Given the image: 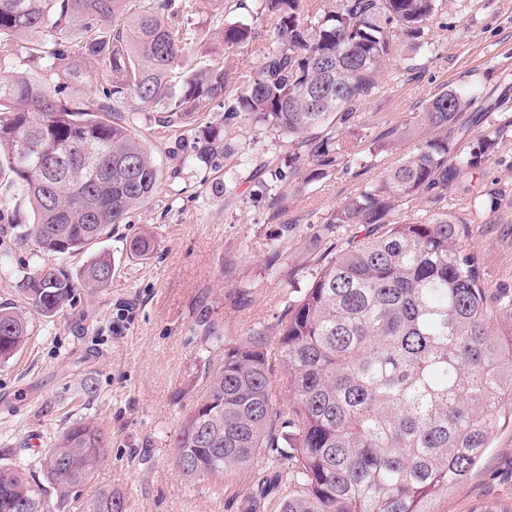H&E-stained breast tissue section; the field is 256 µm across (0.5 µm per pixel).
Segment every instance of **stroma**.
Listing matches in <instances>:
<instances>
[{
	"instance_id": "1",
	"label": "stroma",
	"mask_w": 512,
	"mask_h": 512,
	"mask_svg": "<svg viewBox=\"0 0 512 512\" xmlns=\"http://www.w3.org/2000/svg\"><path fill=\"white\" fill-rule=\"evenodd\" d=\"M254 13V0H219L185 21L195 34L192 61L223 62L234 89L257 68L258 57L251 49L223 53L217 33L228 21L269 29ZM432 34L439 55L401 46L352 126L373 138L387 127L413 123L441 90L464 91L482 105L512 88V0H447ZM127 109L137 113V128L162 171L159 189L131 223L102 243L115 260L110 286L78 290L64 312L35 319L26 348L0 366V461L37 457L70 421L84 417L105 429L108 448L93 479L73 489L64 512H79L102 486L124 497L127 512H246L252 472L192 482L175 465L170 437L191 402L189 390L205 364L221 360L225 344L285 314L339 242L324 218L400 154H381L366 171L354 166L310 182L299 171L279 190L252 162L284 155L287 139L245 124L225 126L223 108L212 103L205 108L207 123L220 127L238 153L205 164L193 155L191 133L162 127L153 108L132 102ZM460 180L493 182L504 194L497 212L475 217L468 245L481 259L490 292L512 286V129L500 135L481 173L466 171ZM228 181L236 186L230 203ZM279 191L285 202L276 201ZM0 198L13 217L0 221L3 302L43 256L17 236V223H32L33 214L9 180L0 179ZM145 231L156 236L157 250L145 259L128 256L131 240ZM207 321L214 328L210 336L203 328ZM88 381L97 388L91 401L84 396ZM508 503L512 426L504 425L436 508L474 512L482 504Z\"/></svg>"
}]
</instances>
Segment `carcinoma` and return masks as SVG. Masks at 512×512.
I'll list each match as a JSON object with an SVG mask.
<instances>
[{
    "mask_svg": "<svg viewBox=\"0 0 512 512\" xmlns=\"http://www.w3.org/2000/svg\"><path fill=\"white\" fill-rule=\"evenodd\" d=\"M223 0H159L134 14L128 0H0V67L16 40L30 41L29 70L0 79V175L8 171L34 222L19 237L44 261L16 285L19 301L0 303V365L30 340L32 314L53 318L76 289L101 290L114 260L97 245L158 190L161 172L142 137L132 101L159 109L166 127L193 130L216 102L224 123L248 124L288 138V162L276 165L285 186L299 166L309 179L357 164L405 141L412 151L359 187L325 223L355 232L326 257L287 316L224 346L203 371L202 387L171 435L175 462L189 480L231 476L272 459L286 491L278 512H436L435 505L477 464L494 429L512 423V296L494 297L468 245L469 219L448 211V188L478 172L512 127L502 96L480 107L453 89L433 95L410 127H389L368 142L349 125L377 88L382 67L407 40L438 52L430 23L446 0H256L272 21L265 37L240 21L218 33L228 53L261 42L259 64L232 93L219 62L181 75L192 43L182 17ZM108 69L103 88L112 119L89 98L60 97L89 82V65ZM61 82L50 90L40 74ZM476 133L464 155L459 143ZM198 155L237 153L210 126ZM468 213L495 212L501 189H462ZM430 195L431 206L410 203ZM146 233L130 255L153 253ZM88 255L76 275L54 256ZM278 337L289 407L277 408L267 337ZM108 437L75 419L42 450L37 468L0 464V512H45L102 462ZM81 512H125L103 487Z\"/></svg>",
    "mask_w": 512,
    "mask_h": 512,
    "instance_id": "cac0c4a2",
    "label": "carcinoma"
}]
</instances>
